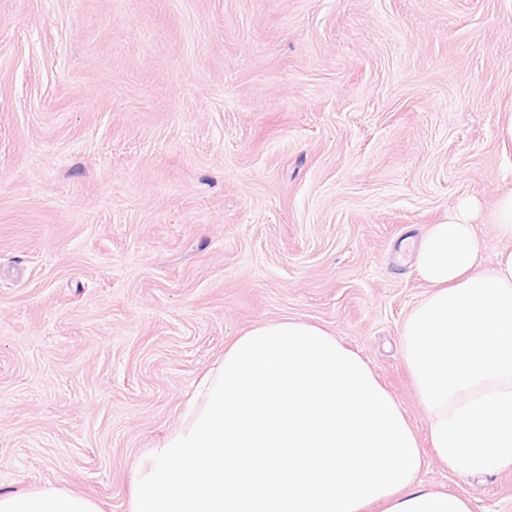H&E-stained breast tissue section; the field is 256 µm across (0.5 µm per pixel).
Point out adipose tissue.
<instances>
[{
  "label": "adipose tissue",
  "instance_id": "adipose-tissue-1",
  "mask_svg": "<svg viewBox=\"0 0 512 512\" xmlns=\"http://www.w3.org/2000/svg\"><path fill=\"white\" fill-rule=\"evenodd\" d=\"M415 266L428 286L401 327L402 359L443 464L512 472V249L481 267L468 206L431 225ZM424 465L398 401L322 326L256 325L202 379L199 401L138 473L129 512H471L417 484ZM0 512H102L44 486L1 492Z\"/></svg>",
  "mask_w": 512,
  "mask_h": 512
}]
</instances>
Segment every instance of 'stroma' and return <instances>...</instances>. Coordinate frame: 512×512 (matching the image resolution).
Returning <instances> with one entry per match:
<instances>
[{"label": "stroma", "instance_id": "1", "mask_svg": "<svg viewBox=\"0 0 512 512\" xmlns=\"http://www.w3.org/2000/svg\"><path fill=\"white\" fill-rule=\"evenodd\" d=\"M512 0H0V490L128 512L139 459L252 326L334 332L445 467L401 355L414 246L512 189Z\"/></svg>", "mask_w": 512, "mask_h": 512}]
</instances>
